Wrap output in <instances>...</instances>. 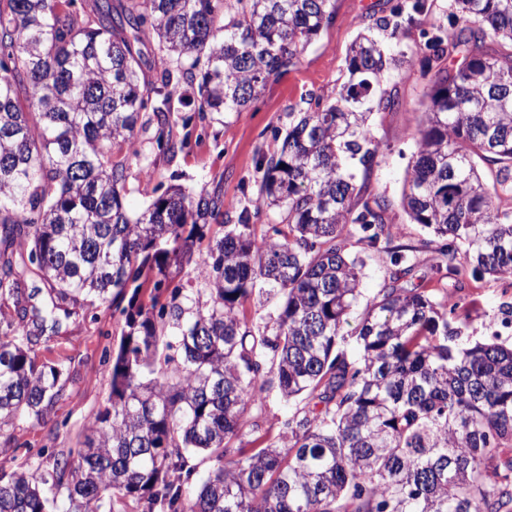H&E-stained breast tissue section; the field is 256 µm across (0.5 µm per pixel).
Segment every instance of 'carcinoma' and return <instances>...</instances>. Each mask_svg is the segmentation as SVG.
I'll list each match as a JSON object with an SVG mask.
<instances>
[{
  "label": "carcinoma",
  "mask_w": 512,
  "mask_h": 512,
  "mask_svg": "<svg viewBox=\"0 0 512 512\" xmlns=\"http://www.w3.org/2000/svg\"><path fill=\"white\" fill-rule=\"evenodd\" d=\"M448 9L451 28L422 32L429 85L401 199L430 234L415 248L394 244L390 204L368 189L369 117L399 106L389 82L414 56L392 40L425 0L372 17L336 96L288 113L234 224L204 186L131 215L113 149L150 111L158 152L183 150L170 126L183 82L201 120L246 111L332 24L335 0H0V512H512V347L496 332L463 342L453 296L397 285L416 250L438 273L512 282V53L482 51L512 45V0ZM153 41L164 67L145 85ZM269 206L280 221L259 234ZM354 243L398 270L347 334ZM264 294L278 313L256 332L245 305ZM100 306L124 317L109 406L77 447L15 468L16 421L46 423L66 384L34 347ZM271 387L307 403L248 448L247 412Z\"/></svg>",
  "instance_id": "1"
}]
</instances>
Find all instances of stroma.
Here are the masks:
<instances>
[{"label": "stroma", "mask_w": 512, "mask_h": 512, "mask_svg": "<svg viewBox=\"0 0 512 512\" xmlns=\"http://www.w3.org/2000/svg\"><path fill=\"white\" fill-rule=\"evenodd\" d=\"M386 2L336 0L335 21L308 46L296 67L266 84L248 110L220 114L189 128L174 125V138L189 140L188 148L175 156L158 154L152 129L138 130L126 155L127 209L140 210L158 196L160 186L179 184L190 190L204 186L218 193L224 212L235 215L255 198L256 167L262 156L276 149L275 136L287 128L289 113L306 108L312 98L335 96L345 80L351 43L368 26L370 15L385 10ZM427 84V77L417 65L391 80L400 105L372 117L379 149L369 188L391 202L390 216L399 230L398 243L418 249L414 267L401 279V286L426 288L438 297L451 294L471 302L467 336L476 341L496 332L503 344L511 345L512 327L499 330L494 322L502 307L512 304V290L503 291L500 283L489 277L433 275L432 254L419 248L427 232L410 222L400 204L407 164L414 150L410 132L418 122ZM146 166L155 168V181L144 179L141 170ZM363 256L366 265L360 305L353 310L357 316L362 313V304L378 293L393 271L386 253L367 249ZM122 326L121 318L106 308L94 313L84 311L63 327L50 346L37 347L40 360L65 365L69 381L48 424L18 420V445L8 451L16 465L35 468L36 453L45 446L62 450L75 447L88 422L105 408L112 374L107 355L117 347Z\"/></svg>", "instance_id": "35a3bbf8"}]
</instances>
